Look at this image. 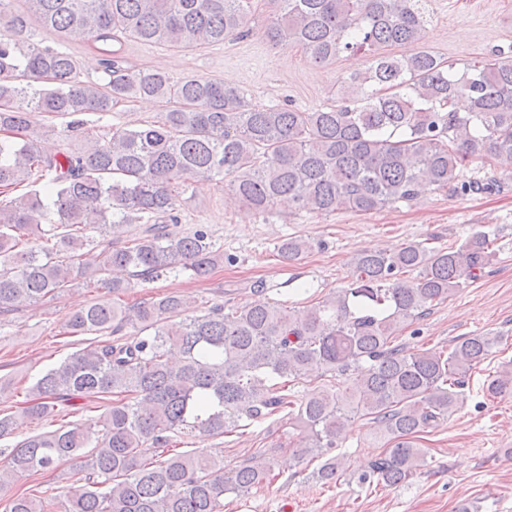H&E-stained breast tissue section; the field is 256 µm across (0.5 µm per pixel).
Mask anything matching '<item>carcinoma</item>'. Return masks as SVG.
<instances>
[{
    "label": "carcinoma",
    "instance_id": "obj_1",
    "mask_svg": "<svg viewBox=\"0 0 512 512\" xmlns=\"http://www.w3.org/2000/svg\"><path fill=\"white\" fill-rule=\"evenodd\" d=\"M0 35V190L32 186L0 201V312L94 284L119 294L164 273L206 278L222 257L205 225L179 222L190 180H224L252 209L281 204L318 213L370 212L428 193L471 189L463 169L480 160L512 164V63L475 61L463 72L422 47L427 0H269L267 37L300 45L312 62L362 54L368 66L340 86L332 104L302 111L259 108L235 86L158 70H133L127 39L194 47L243 39L252 0H25ZM34 18L50 37L79 30L101 55L104 85L78 79L74 58L20 39ZM412 47L396 56L392 46ZM133 97L166 105L161 120L118 127L82 151L45 154L34 116L109 112ZM465 99L467 111L456 109ZM91 263L81 253L94 230L123 233ZM495 235L479 231L455 247L406 241L393 251L356 254L343 288L295 314L255 299L217 304L198 315L184 295L133 308L93 302L71 313L66 333L97 340L49 369L21 414L49 420L77 400L108 401L94 419L16 442L0 465V494L16 480L73 463L63 494H13L5 512H221L224 495L270 484L268 462L226 471L210 448L167 450L172 436L222 437L243 422L283 415L298 460L322 459L313 477L329 483L342 468L333 454L351 416L372 420L385 451L360 476L391 487L425 464L414 437L448 419L470 372L501 336L474 334L448 350L409 351L402 327L478 279L494 257ZM311 242L288 237L283 262ZM416 273L411 279L403 278ZM311 371L347 381L299 398L289 383ZM492 396L512 394V363L488 380ZM147 448L160 458L143 457Z\"/></svg>",
    "mask_w": 512,
    "mask_h": 512
}]
</instances>
